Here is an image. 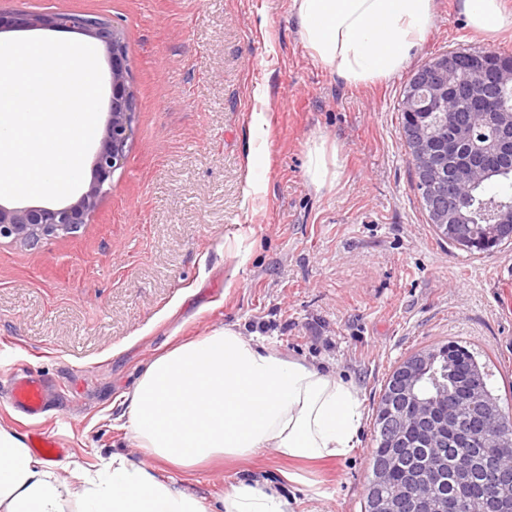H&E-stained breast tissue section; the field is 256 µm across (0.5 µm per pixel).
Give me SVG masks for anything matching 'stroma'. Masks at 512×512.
I'll use <instances>...</instances> for the list:
<instances>
[{"mask_svg":"<svg viewBox=\"0 0 512 512\" xmlns=\"http://www.w3.org/2000/svg\"><path fill=\"white\" fill-rule=\"evenodd\" d=\"M15 12L80 13L119 29L136 112L89 224L34 247L0 243V427L29 438L9 404L13 376L28 370L47 386L42 427L62 444L60 463L92 467L120 451L208 503L260 473L279 480L290 464L273 452L174 469L145 458L120 420L153 358L231 324L350 381L362 402L354 451L313 465V487L288 486L296 512H361L379 393L429 346L472 351L512 417V246L473 255L437 239L398 112L428 58L512 55L511 36L480 38L458 0H436L407 68L352 87L303 46L292 0H0V13ZM256 112L267 120L260 135ZM320 139L344 168L318 190L306 153ZM252 174L267 189L248 198Z\"/></svg>","mask_w":512,"mask_h":512,"instance_id":"obj_1","label":"stroma"}]
</instances>
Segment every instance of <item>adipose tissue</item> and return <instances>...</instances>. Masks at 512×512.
<instances>
[{"label": "adipose tissue", "instance_id": "adipose-tissue-1", "mask_svg": "<svg viewBox=\"0 0 512 512\" xmlns=\"http://www.w3.org/2000/svg\"><path fill=\"white\" fill-rule=\"evenodd\" d=\"M469 27L488 38L512 30L502 0H460ZM302 43L354 87L397 76L427 36L435 0H293ZM337 149L316 142L307 174L337 181ZM127 424L152 458L187 469L212 457L248 460L274 451L296 463L340 460L363 419L353 386L232 326L160 354L126 398ZM278 483L239 482L214 503L115 452L98 466L37 458L0 428V512H294Z\"/></svg>", "mask_w": 512, "mask_h": 512}]
</instances>
